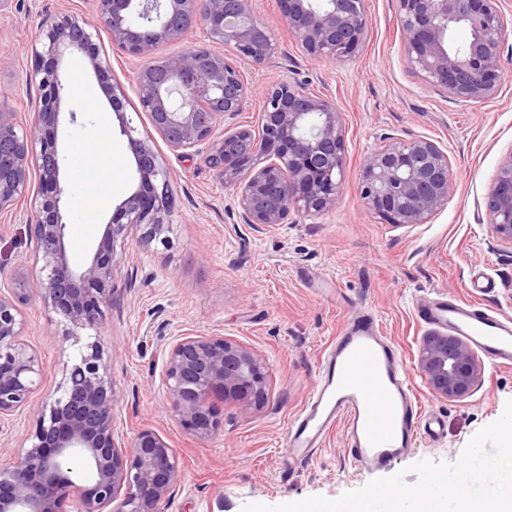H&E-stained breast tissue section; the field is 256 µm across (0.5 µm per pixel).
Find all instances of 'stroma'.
<instances>
[{"label": "stroma", "instance_id": "stroma-1", "mask_svg": "<svg viewBox=\"0 0 512 512\" xmlns=\"http://www.w3.org/2000/svg\"><path fill=\"white\" fill-rule=\"evenodd\" d=\"M256 16L270 30L276 49L260 64H245L254 87L239 125L255 123L263 90L294 74L307 92L332 101L346 122V164L336 209L310 220L261 232L241 223L230 189L202 158L183 161L164 142L156 148L170 169L173 210L169 246L144 244L132 229L117 257L112 293L97 330L64 335L63 324L36 290L20 303L25 339L36 350L42 377L28 407L0 422V469L9 467L35 420L33 409L53 397L78 343L100 340L110 364L114 411L125 437L142 429L160 434L173 448L183 479L164 512H241L245 503L277 505L309 496L335 498L366 485L370 474L349 465L341 429H334L312 460L292 469L284 435L290 417L315 384L321 354L349 314L373 312L396 344L416 394L443 422L441 435L391 465L392 471L421 459H457L470 438L496 421L512 400V368L485 371L471 394L442 400L416 371L418 346L433 325L419 321L422 298L454 294L471 299V278H493L481 299L512 317V250L494 247L484 198L501 158L512 152V0H504L507 35L494 98L461 106L444 90L413 72L397 0H365L363 47L340 63L306 56L284 22L278 0H253ZM90 14V0H14L0 12V105L33 117L39 96L31 81L28 48L41 14ZM116 81L126 93L124 111L139 131L151 128L135 89L137 61L102 37ZM76 88L65 103L76 123L59 126L57 143L68 193L70 260L81 263L112 216L137 185V174L118 119L81 59L66 61ZM428 138L447 151L455 192L430 223L398 227L369 213L360 196L365 155L380 137ZM107 139L86 168L72 175L78 150ZM112 192L87 205V186ZM39 245L22 212L0 214V287L17 273L28 282L40 274ZM223 336L258 354L268 366L264 402H215L218 430L201 439L171 413L162 390L164 350L180 336Z\"/></svg>", "mask_w": 512, "mask_h": 512}]
</instances>
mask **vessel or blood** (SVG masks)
<instances>
[{
    "instance_id": "obj_1",
    "label": "vessel or blood",
    "mask_w": 512,
    "mask_h": 512,
    "mask_svg": "<svg viewBox=\"0 0 512 512\" xmlns=\"http://www.w3.org/2000/svg\"><path fill=\"white\" fill-rule=\"evenodd\" d=\"M417 315L464 338L490 369L512 368L511 318L454 298L419 306ZM338 426L347 459L357 470L386 468L423 437L441 431L440 420L423 416L398 348L367 314L336 336L310 396L291 418L285 438L289 465L307 463Z\"/></svg>"
}]
</instances>
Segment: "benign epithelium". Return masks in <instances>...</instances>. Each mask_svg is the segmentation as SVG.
Wrapping results in <instances>:
<instances>
[{
	"label": "benign epithelium",
	"mask_w": 512,
	"mask_h": 512,
	"mask_svg": "<svg viewBox=\"0 0 512 512\" xmlns=\"http://www.w3.org/2000/svg\"><path fill=\"white\" fill-rule=\"evenodd\" d=\"M89 17L45 15L31 44L39 98L34 120L0 107V213L25 203L26 223L41 252L36 288L65 324L93 329L108 299L117 248L136 225L143 238L167 241L172 224L170 172L154 149L158 135L179 157H204L235 194L245 224L271 227L290 214L314 217L336 208L345 167V119L330 100L307 93L293 78L266 87L258 127L221 135L224 117L242 111L252 94L242 65L269 58V29L252 0H91ZM409 67L463 106L491 99L507 30L501 0H398ZM280 12L307 56L343 62L361 48L367 30L364 0H279ZM468 41L457 46L455 29ZM199 44L174 56L160 45L184 39ZM105 31L116 47L141 62L139 103L154 134H142L115 111L138 183L115 206L94 249L80 264L69 258L67 203L56 133L71 88L63 61L82 58L109 103L123 88L112 80L110 58L97 43ZM38 174V191L30 190ZM361 196L371 214L397 226L427 224L454 192L448 153L427 138L385 136L364 158ZM494 240L512 247V151L500 161L485 197ZM24 318L14 296L0 293V420L28 400L42 375L37 353L23 342ZM417 371L438 398L463 397L479 385L484 368L460 338L429 333L421 340ZM164 395L188 430L207 438L219 428L212 401L245 405L268 396L265 362L223 336H184L165 354ZM28 446L0 469V512H61L78 499L80 512H162L183 471L173 448L151 430L126 442L114 424L109 366L97 340L78 347L55 397L34 411Z\"/></svg>",
	"instance_id": "obj_1"
}]
</instances>
